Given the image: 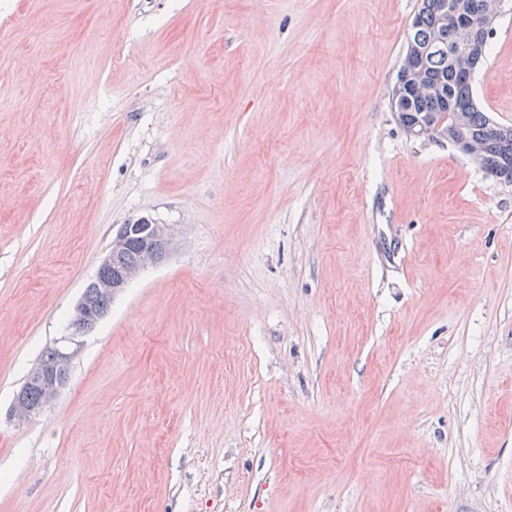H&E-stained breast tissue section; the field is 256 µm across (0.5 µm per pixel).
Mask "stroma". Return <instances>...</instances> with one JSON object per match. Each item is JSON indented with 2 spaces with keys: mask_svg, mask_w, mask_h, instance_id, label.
Returning a JSON list of instances; mask_svg holds the SVG:
<instances>
[{
  "mask_svg": "<svg viewBox=\"0 0 512 512\" xmlns=\"http://www.w3.org/2000/svg\"><path fill=\"white\" fill-rule=\"evenodd\" d=\"M418 5L0 0V512H512V184L397 121ZM472 89L512 125V0ZM134 242L138 244L139 254L135 244L129 247ZM171 248L172 236L166 224H156L149 217L143 216L134 224L119 225L112 236L107 252L101 259L93 288H91V281L84 289L83 295L88 302L99 305L101 301L94 292V288H96L99 297L114 299L117 294L137 279L142 271L160 264L167 257ZM112 252L116 253L112 254ZM138 255L139 260L137 261ZM117 269L122 270L112 274ZM85 298L82 296L76 303L74 315L78 317L79 324L85 330H90L103 319L110 304L103 303L105 313L91 306ZM79 337L81 336L73 334L60 337L56 345L47 347L40 356V359L49 361L56 352L55 359L50 363L38 359L32 366L11 403L10 417L17 424L30 422L56 401L68 381L67 375L78 353ZM33 388L39 391V401L35 404L30 401ZM31 397L33 401H37L38 393L32 391Z\"/></svg>",
  "mask_w": 512,
  "mask_h": 512,
  "instance_id": "35a3bbf8",
  "label": "stroma"
}]
</instances>
